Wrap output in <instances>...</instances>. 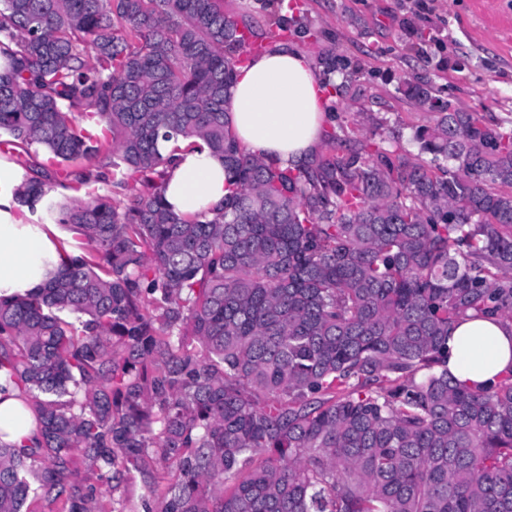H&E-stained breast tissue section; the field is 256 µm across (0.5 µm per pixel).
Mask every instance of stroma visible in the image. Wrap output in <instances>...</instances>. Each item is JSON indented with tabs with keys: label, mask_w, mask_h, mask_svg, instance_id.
I'll use <instances>...</instances> for the list:
<instances>
[{
	"label": "stroma",
	"mask_w": 512,
	"mask_h": 512,
	"mask_svg": "<svg viewBox=\"0 0 512 512\" xmlns=\"http://www.w3.org/2000/svg\"><path fill=\"white\" fill-rule=\"evenodd\" d=\"M317 40L288 45L310 63L331 49L358 62L360 71L336 119L352 136L410 137L429 125L424 112L398 89L407 77L431 82L458 109L486 120L512 118V0H298ZM105 512H156L165 472L155 454L142 470L121 473L110 490L90 473Z\"/></svg>",
	"instance_id": "obj_1"
}]
</instances>
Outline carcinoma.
Returning <instances> with one entry per match:
<instances>
[{
  "label": "carcinoma",
  "mask_w": 512,
  "mask_h": 512,
  "mask_svg": "<svg viewBox=\"0 0 512 512\" xmlns=\"http://www.w3.org/2000/svg\"><path fill=\"white\" fill-rule=\"evenodd\" d=\"M241 27L224 0H0L14 201L87 246L0 296V370L40 429L0 444V512H103L74 454L114 480L151 448L160 512H512V371L448 375L450 328L512 323V119L404 78L433 114L417 154L340 124L282 168L226 115ZM319 65L337 97L360 70ZM177 136L224 161L208 217L165 200Z\"/></svg>",
  "instance_id": "carcinoma-1"
}]
</instances>
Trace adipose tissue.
Returning a JSON list of instances; mask_svg holds the SVG:
<instances>
[{
    "instance_id": "adipose-tissue-1",
    "label": "adipose tissue",
    "mask_w": 512,
    "mask_h": 512,
    "mask_svg": "<svg viewBox=\"0 0 512 512\" xmlns=\"http://www.w3.org/2000/svg\"><path fill=\"white\" fill-rule=\"evenodd\" d=\"M227 117L252 153L289 166L319 144L328 120L320 79L296 51L280 48L239 68ZM178 153V152H177ZM223 163L208 149L178 153L165 198L174 213H206L224 198ZM16 186L10 164L0 161V295L39 285L57 260L55 243L40 227L22 223L2 205ZM512 370V325L496 319L460 322L448 334V373L470 386L496 383ZM37 432L29 407L0 400V442L22 444Z\"/></svg>"
}]
</instances>
